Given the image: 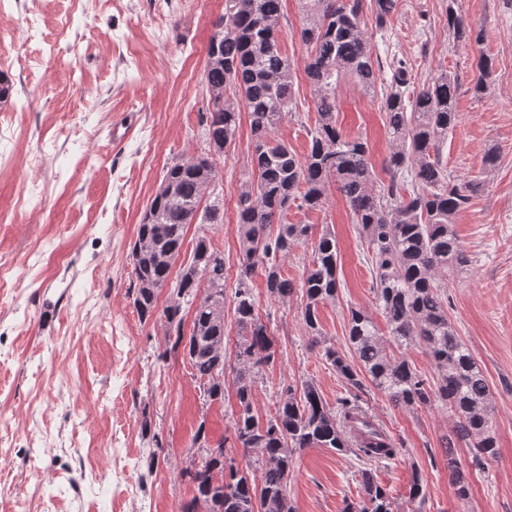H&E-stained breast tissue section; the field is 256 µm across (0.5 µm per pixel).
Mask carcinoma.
<instances>
[{
    "label": "carcinoma",
    "mask_w": 512,
    "mask_h": 512,
    "mask_svg": "<svg viewBox=\"0 0 512 512\" xmlns=\"http://www.w3.org/2000/svg\"><path fill=\"white\" fill-rule=\"evenodd\" d=\"M299 38L307 48L304 74L316 111L306 130L307 152L299 157L272 133L299 111L296 67L278 45L282 0H224V14L207 47L203 82L208 97L203 114L207 148L167 166L163 180L174 185L169 196L155 194L131 247L135 281L133 305L144 321L163 329L166 348L158 355L188 360L206 403H224L227 380L235 389L229 437L211 444L206 420L194 435L199 455L179 468L193 496L181 512H294L288 475L296 452L327 448L371 462L400 453L384 428L355 399L335 411L311 380L281 387L275 410L262 419L254 406V385L277 362L273 338L251 287L255 271L264 277L268 296L287 305L297 292L306 303L302 323L315 339L322 336L321 307L334 303L341 287L336 237L325 230L312 238V225L289 224L284 214L324 207L338 192L353 213L372 267L376 304L387 323L383 338L361 308L349 310L347 344L352 356L323 344V358L351 388L371 386L391 402L415 411L435 402L453 417L443 453L457 497L470 498L468 475L457 458L464 446L479 467L499 453L489 384L471 349L448 318L443 280L470 262L453 230L455 216L482 192L479 179L454 180L440 163V143L460 115L457 78L440 72L417 91L402 60L392 62V77L382 96L390 143L386 170L378 180L367 143L337 126L338 95L353 84L359 93H376V70L364 10L383 24L395 0H299ZM448 29L458 40L465 24L448 0ZM247 114L253 151L234 189L239 253L231 294L235 336L224 324V252L202 235L190 265L177 275L186 226L224 223V189L212 173L236 144ZM311 243L301 286L283 273V263L303 243ZM170 286L167 304L158 296ZM192 314L191 330L184 317ZM421 347L435 376L420 373L407 356ZM230 446H225V442ZM246 458L236 464L235 455ZM260 475H255V470ZM362 500L345 512H398L395 502L369 470L361 473Z\"/></svg>",
    "instance_id": "carcinoma-1"
}]
</instances>
